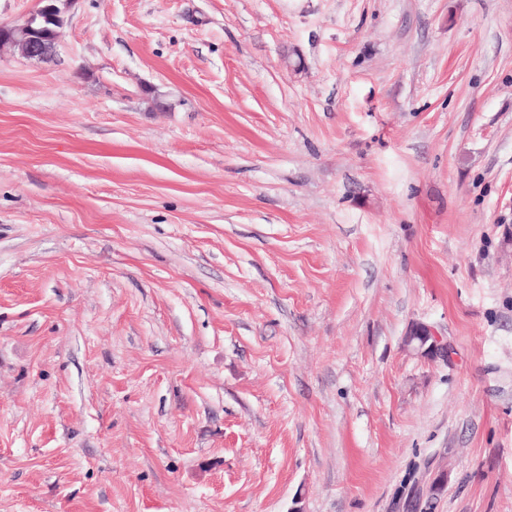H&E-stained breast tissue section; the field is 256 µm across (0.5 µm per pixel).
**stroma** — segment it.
Returning <instances> with one entry per match:
<instances>
[{"instance_id": "obj_1", "label": "stroma", "mask_w": 512, "mask_h": 512, "mask_svg": "<svg viewBox=\"0 0 512 512\" xmlns=\"http://www.w3.org/2000/svg\"><path fill=\"white\" fill-rule=\"evenodd\" d=\"M0 512H512V0L0 50ZM417 342V348L422 350L427 356L448 359V345L443 337L426 324H416L412 326L408 333L407 342Z\"/></svg>"}]
</instances>
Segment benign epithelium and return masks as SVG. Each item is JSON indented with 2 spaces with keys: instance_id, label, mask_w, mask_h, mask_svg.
Wrapping results in <instances>:
<instances>
[{
  "instance_id": "7a95c632",
  "label": "benign epithelium",
  "mask_w": 512,
  "mask_h": 512,
  "mask_svg": "<svg viewBox=\"0 0 512 512\" xmlns=\"http://www.w3.org/2000/svg\"><path fill=\"white\" fill-rule=\"evenodd\" d=\"M63 0H43L38 11L29 14L24 23L12 26H0V50L8 46L20 52L28 59L42 60L54 49L63 26ZM417 342V348L427 356L448 358V345L443 337L426 324L412 326L407 342Z\"/></svg>"
}]
</instances>
